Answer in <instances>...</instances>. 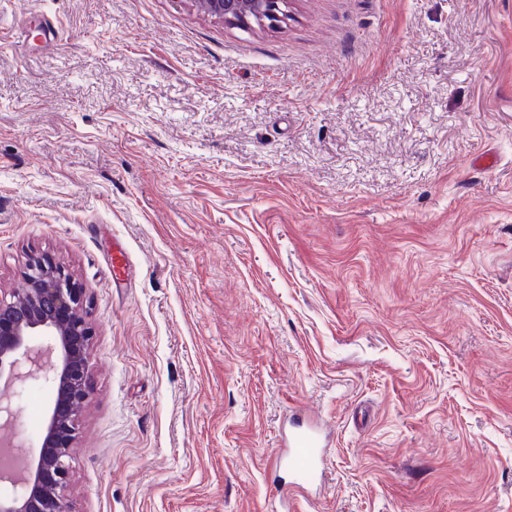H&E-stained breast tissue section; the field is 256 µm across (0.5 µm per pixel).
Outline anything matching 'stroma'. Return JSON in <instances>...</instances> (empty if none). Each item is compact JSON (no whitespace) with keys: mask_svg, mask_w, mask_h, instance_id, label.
<instances>
[{"mask_svg":"<svg viewBox=\"0 0 512 512\" xmlns=\"http://www.w3.org/2000/svg\"><path fill=\"white\" fill-rule=\"evenodd\" d=\"M0 27V287L49 254L95 329L71 512H276L294 411L333 436L295 512H512V0Z\"/></svg>","mask_w":512,"mask_h":512,"instance_id":"35a3bbf8","label":"stroma"}]
</instances>
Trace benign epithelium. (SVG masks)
I'll return each instance as SVG.
<instances>
[{
    "instance_id": "7a95c632",
    "label": "benign epithelium",
    "mask_w": 512,
    "mask_h": 512,
    "mask_svg": "<svg viewBox=\"0 0 512 512\" xmlns=\"http://www.w3.org/2000/svg\"><path fill=\"white\" fill-rule=\"evenodd\" d=\"M220 21L276 28L287 14V0H192ZM26 286L0 289V383L16 388L44 380L52 391L39 453L31 458L20 442H0V454L13 461L0 467V512H69L70 484L79 410L89 400L90 344L83 288L46 255L29 259ZM44 336L46 347L34 338Z\"/></svg>"
}]
</instances>
